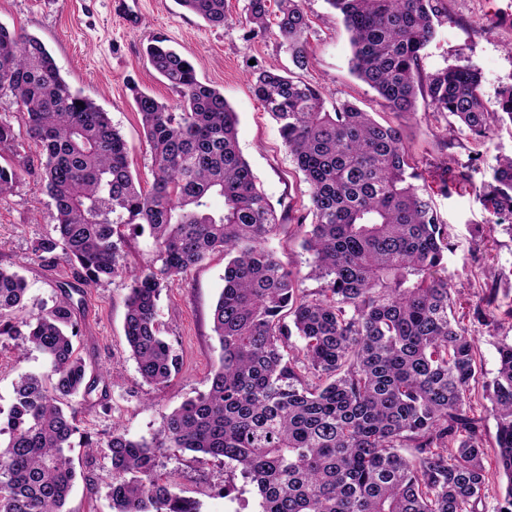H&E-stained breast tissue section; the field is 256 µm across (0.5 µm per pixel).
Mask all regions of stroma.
<instances>
[{"instance_id": "35a3bbf8", "label": "stroma", "mask_w": 512, "mask_h": 512, "mask_svg": "<svg viewBox=\"0 0 512 512\" xmlns=\"http://www.w3.org/2000/svg\"><path fill=\"white\" fill-rule=\"evenodd\" d=\"M247 0H226L228 22L205 23L186 12L178 0H142V20L129 28L116 19L111 0H0V25L24 29L38 37L53 55L63 78L108 112L129 147L130 168L143 188L153 182L151 156L135 103L128 89L136 84L169 105L180 101L143 54L149 40L165 38L196 65L199 79L223 92L238 117V143L258 187L277 214L292 212L268 241L284 267L307 270L311 256L302 248L303 234L295 219L308 214L311 187L284 146L279 129L250 89L253 70L292 68L291 57L275 35L254 36L239 22ZM310 20L307 50L310 63L299 78L319 88L326 107L348 100L373 113L381 123L399 129L419 172L434 166H470L474 182L487 179L499 156L512 155V126H496L489 139L477 143L466 128L453 127L451 117L418 107L399 115L369 85L351 72L349 35L326 0H305ZM437 34L422 62V78L448 66L472 65L482 74L486 100L512 85V0H441ZM12 163L28 165L15 191L0 199V266L17 270L27 285V315L51 307L62 291L72 293L78 335L74 346L96 389L74 397L81 407L80 430L106 441L113 427L127 438L151 440L164 417L184 401L206 391L220 355L212 330V311L224 286V256L212 254L183 280L163 290L158 321L163 336L182 358L177 377L165 388L141 376L124 333L128 281L119 275L97 288H86L64 258L44 262L32 248L53 234V202L40 182L38 158L21 148ZM442 219L453 227L448 271L457 294L455 312L474 344L477 380L471 386L474 411L487 437L496 420L488 408L486 387L496 374L497 345L512 342V319L479 325L473 309L482 292L481 272L499 275L498 302L512 304V237L488 234V217L476 194L463 190L447 196L439 181L428 182ZM46 361L37 350L20 352L15 341L0 340V409L13 402V384L25 373H41ZM77 477L67 512H112L109 496L111 461L107 449L72 451ZM159 477L174 476L178 493L200 503V512H261L256 488L245 482L233 464L219 460L197 463L168 451L157 454Z\"/></svg>"}]
</instances>
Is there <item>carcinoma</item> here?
Listing matches in <instances>:
<instances>
[{"mask_svg":"<svg viewBox=\"0 0 512 512\" xmlns=\"http://www.w3.org/2000/svg\"><path fill=\"white\" fill-rule=\"evenodd\" d=\"M269 0H248L240 23L270 27ZM440 0H327L350 34L352 68L397 114L418 101L448 115L479 143L512 122V86L485 100L473 66L421 80ZM205 22L227 20L225 0H179ZM277 36L299 69L309 65L304 0H276ZM153 69L181 97L177 109L130 86L152 160L142 190L125 139L108 113L61 76L37 37L0 25V97L26 116L40 148V179L53 201L56 236L38 240L43 261L65 255L89 288L119 273L129 279L124 331L143 379L167 386L181 358L158 327L163 288L215 252L224 288L212 312L221 355L207 392L168 414L152 441L119 428L104 446L111 460L112 512H199L176 483L157 475V448L235 464L255 485L262 512H480L489 481L487 439L470 404L477 366L468 330L454 314L446 252L451 225L437 212L398 131L346 101L329 112L322 92L277 67L252 80L254 96L279 125L284 145L312 188V222L300 216L307 277L300 288L266 247L284 217L256 186L224 93L198 79L194 64L162 38L145 49ZM14 126L0 121V151H17ZM25 169L0 165V198ZM447 192L470 186L491 230L512 237V156L475 185L469 167H444ZM224 207L214 210L209 199ZM149 228L155 258L128 265L117 241L127 226ZM27 291L0 267V338L18 340L49 371L15 383L0 409V512H67L75 480L67 450L80 432L78 408L61 400L91 391L76 353L68 294L35 318L22 315ZM302 342L295 349L292 338ZM499 368L486 399L504 479L495 512H512V343L497 347ZM411 448L406 456L401 449Z\"/></svg>","mask_w":512,"mask_h":512,"instance_id":"obj_1","label":"carcinoma"}]
</instances>
